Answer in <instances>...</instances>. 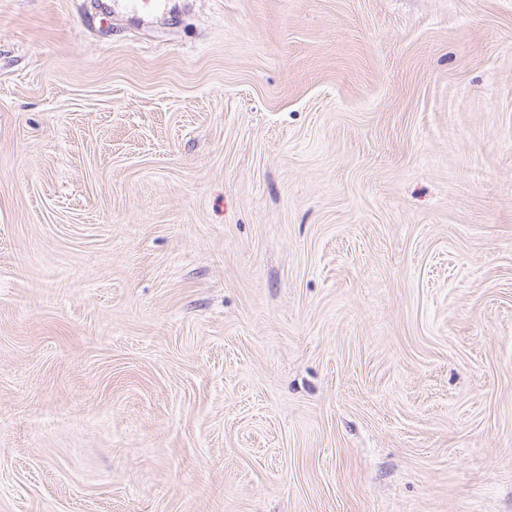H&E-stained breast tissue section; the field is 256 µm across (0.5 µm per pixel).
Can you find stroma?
I'll return each instance as SVG.
<instances>
[{
    "instance_id": "1",
    "label": "stroma",
    "mask_w": 512,
    "mask_h": 512,
    "mask_svg": "<svg viewBox=\"0 0 512 512\" xmlns=\"http://www.w3.org/2000/svg\"><path fill=\"white\" fill-rule=\"evenodd\" d=\"M0 512H512V0H0Z\"/></svg>"
}]
</instances>
